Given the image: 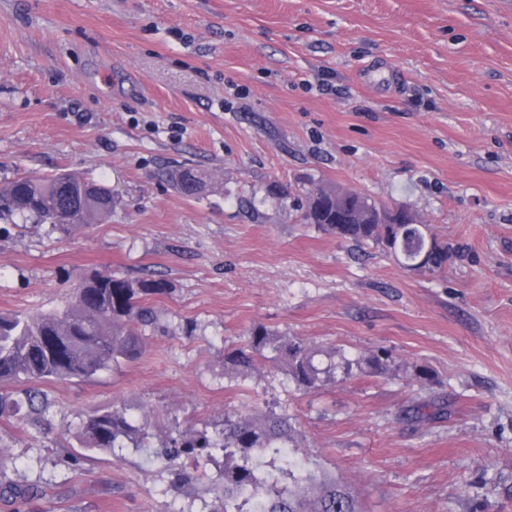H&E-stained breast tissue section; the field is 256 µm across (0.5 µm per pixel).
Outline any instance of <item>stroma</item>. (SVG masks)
I'll use <instances>...</instances> for the list:
<instances>
[{
	"instance_id": "1",
	"label": "stroma",
	"mask_w": 512,
	"mask_h": 512,
	"mask_svg": "<svg viewBox=\"0 0 512 512\" xmlns=\"http://www.w3.org/2000/svg\"><path fill=\"white\" fill-rule=\"evenodd\" d=\"M343 88L319 94L318 77ZM205 187L177 193L163 169ZM66 172L112 190L62 234L0 222V314L63 308L96 272L163 278L142 356L0 420V512H220L223 454L191 484L144 452L81 459L115 405L153 435L288 413L362 512H512V10L500 0H0V186ZM407 208L458 256L406 271L302 223L313 184ZM289 188L283 202L273 192ZM256 323L351 361L310 392L240 375ZM426 370L427 380L416 373ZM437 403L434 418L407 409Z\"/></svg>"
}]
</instances>
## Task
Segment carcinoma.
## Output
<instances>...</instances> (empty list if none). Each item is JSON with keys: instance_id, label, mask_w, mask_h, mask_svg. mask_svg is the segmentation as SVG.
Here are the masks:
<instances>
[{"instance_id": "1", "label": "carcinoma", "mask_w": 512, "mask_h": 512, "mask_svg": "<svg viewBox=\"0 0 512 512\" xmlns=\"http://www.w3.org/2000/svg\"><path fill=\"white\" fill-rule=\"evenodd\" d=\"M173 188L193 196L202 188V178L191 168L169 173ZM335 188L313 186L302 212L305 224L358 245L373 246L405 268L425 259L421 271L442 272L453 250L430 233L427 224H367L360 214L366 208L379 213L388 206L367 195L352 196L351 208L359 214L354 224L336 223ZM112 210V190L79 180L69 174L23 176L0 188V219L32 216L67 233L89 224ZM431 239L424 254L422 244ZM163 279H128L99 272L76 289L61 310L27 315L0 316V419L22 420L36 410L37 395L26 400L14 397L15 388L38 381L84 382L99 372L136 359L141 353L143 332L156 325L151 300L169 293ZM318 352L297 338L285 337L257 325L248 343L227 353L226 361L241 374L268 362L281 363L297 389L319 386L320 375L342 371L351 375L352 363L341 352L338 361L321 369ZM372 374L389 371L386 351L362 359ZM149 426L127 416L116 405L98 411L83 421L78 440L87 452H110L116 458L128 448L151 450L167 464L180 485L193 480L200 460L224 453L220 488L222 512H359L358 503L336 478L321 476L315 463L299 452L302 434L285 414L257 417L242 413L224 415L213 431L193 424H178L149 444Z\"/></svg>"}]
</instances>
